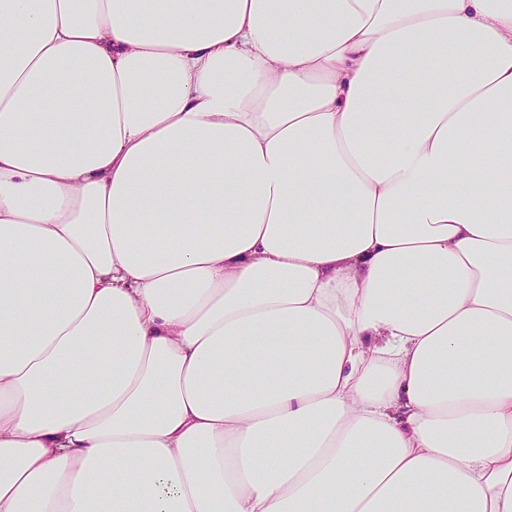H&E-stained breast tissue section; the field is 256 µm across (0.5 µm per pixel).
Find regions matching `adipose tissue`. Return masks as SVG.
<instances>
[{"label": "adipose tissue", "mask_w": 512, "mask_h": 512, "mask_svg": "<svg viewBox=\"0 0 512 512\" xmlns=\"http://www.w3.org/2000/svg\"><path fill=\"white\" fill-rule=\"evenodd\" d=\"M0 512H512V0H0Z\"/></svg>", "instance_id": "obj_1"}]
</instances>
